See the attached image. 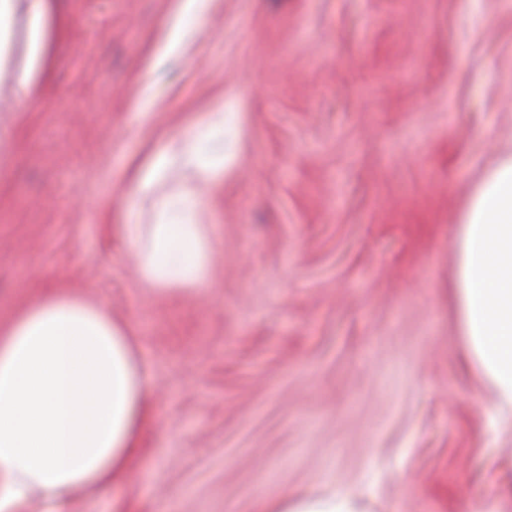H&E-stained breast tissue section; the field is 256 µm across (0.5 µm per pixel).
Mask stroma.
<instances>
[{
    "label": "stroma",
    "mask_w": 512,
    "mask_h": 512,
    "mask_svg": "<svg viewBox=\"0 0 512 512\" xmlns=\"http://www.w3.org/2000/svg\"><path fill=\"white\" fill-rule=\"evenodd\" d=\"M0 60V327L43 289L99 303L157 390L141 450L62 512H257L342 487L364 512H512V416L465 361L460 211L512 147V0H43ZM241 115L207 189L201 289L122 254L136 170ZM28 4V37L32 66L22 69L17 74L18 84L24 88L31 105L37 102V85L33 77L34 63L38 60L43 44V10L42 0H29ZM182 26L186 30L202 32L207 26L206 0H182Z\"/></svg>",
    "instance_id": "35a3bbf8"
}]
</instances>
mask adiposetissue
<instances>
[{"mask_svg": "<svg viewBox=\"0 0 512 512\" xmlns=\"http://www.w3.org/2000/svg\"><path fill=\"white\" fill-rule=\"evenodd\" d=\"M238 115L208 113L165 141L138 170L125 203L123 236L143 288L204 283L213 241L201 184H215L236 155ZM192 184L171 194L172 169ZM155 221H141L144 204ZM449 285L468 356L494 396L512 410V149L477 177L453 239ZM149 372L125 326L101 305L46 289L0 328V512H20L38 494L55 503L75 490L103 487L124 473L146 424ZM261 512H361L348 492L283 499Z\"/></svg>", "mask_w": 512, "mask_h": 512, "instance_id": "ef3b65f1", "label": "adipose tissue"}]
</instances>
